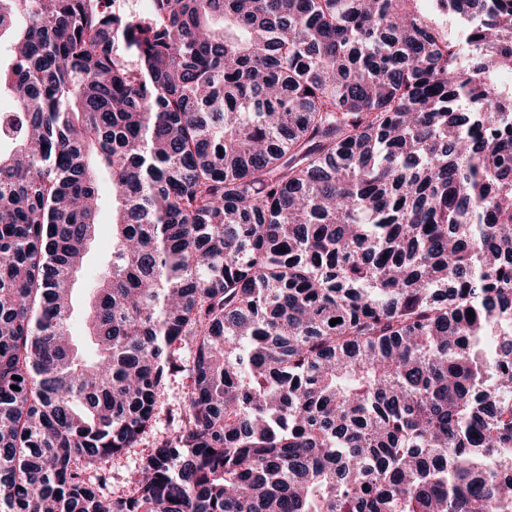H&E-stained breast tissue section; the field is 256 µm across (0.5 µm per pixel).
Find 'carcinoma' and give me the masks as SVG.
I'll use <instances>...</instances> for the list:
<instances>
[{"label":"carcinoma","mask_w":512,"mask_h":512,"mask_svg":"<svg viewBox=\"0 0 512 512\" xmlns=\"http://www.w3.org/2000/svg\"><path fill=\"white\" fill-rule=\"evenodd\" d=\"M414 2L0 0V512H512V0ZM110 216L107 212L103 214L97 237L90 248L89 258L80 274L76 284L75 292L78 312L73 320L72 333L75 340H82L85 334V320L83 309L90 294V288H94L100 273V266L105 254L112 244V229L109 223ZM191 383L186 371L178 373L172 377L166 388L165 395L162 396L163 405L152 428L148 430L146 435L137 448H131L119 460L114 458L106 467V474L112 478L107 484V493L114 498L120 496L129 485L130 481L135 477L138 467L139 458L148 448L153 446L154 442L162 440L169 436L177 426V420L172 421L171 415L177 416L183 410L186 400L188 387Z\"/></svg>","instance_id":"1"}]
</instances>
